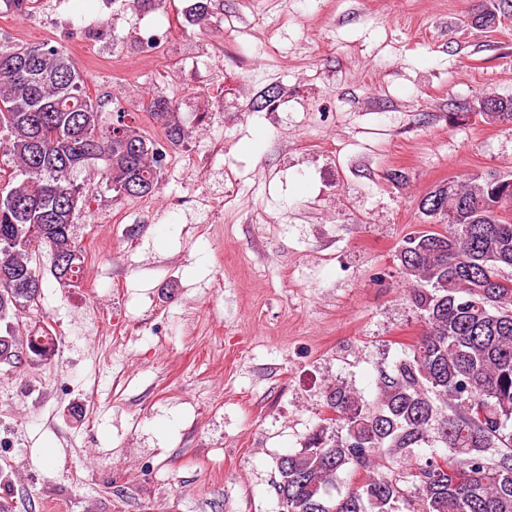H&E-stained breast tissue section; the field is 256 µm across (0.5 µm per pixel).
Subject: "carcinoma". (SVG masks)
I'll return each instance as SVG.
<instances>
[{"label": "carcinoma", "mask_w": 512, "mask_h": 512, "mask_svg": "<svg viewBox=\"0 0 512 512\" xmlns=\"http://www.w3.org/2000/svg\"><path fill=\"white\" fill-rule=\"evenodd\" d=\"M212 0H197L189 21L203 29ZM483 29L498 16L486 3L469 16ZM90 97L83 74L61 46L0 43V323L38 310L49 255L63 283L78 280L83 250L75 240L84 211L78 169L98 167L119 196L160 190L166 147L181 145L178 105L154 94L142 107L161 126L162 144L139 127L118 99L112 112ZM483 114L512 122V99L489 95ZM425 220L405 234L395 257L408 299L424 329L409 353L379 371L377 394L363 400L348 386L324 392L323 418L304 446L277 461L281 512H399L413 489V512H512V173L472 174L437 184L418 203ZM56 330L44 323L8 346L43 361L55 354ZM342 434H329L328 426ZM438 442L446 452L418 458ZM498 448L496 457L486 449ZM335 499L339 474L369 472Z\"/></svg>", "instance_id": "carcinoma-1"}]
</instances>
